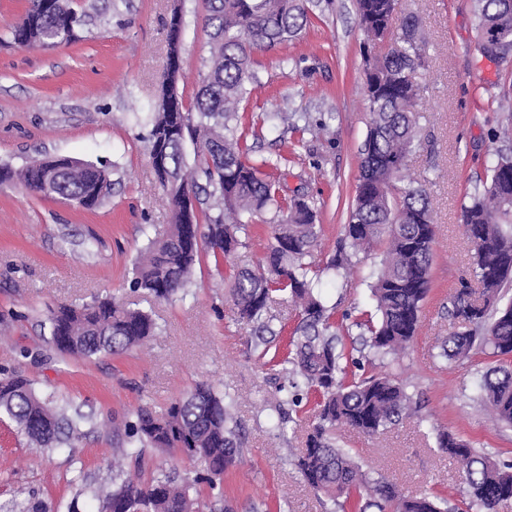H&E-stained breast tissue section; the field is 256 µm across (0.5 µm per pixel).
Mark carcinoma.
Segmentation results:
<instances>
[{"mask_svg": "<svg viewBox=\"0 0 512 512\" xmlns=\"http://www.w3.org/2000/svg\"><path fill=\"white\" fill-rule=\"evenodd\" d=\"M476 41L482 56L502 70L512 63V42L489 46L484 34L498 31L512 38V0H474ZM359 23L369 41L389 32L384 51L367 76L369 122L354 203L340 251L352 255L384 244L383 257L370 285L375 312L336 321L327 305L321 276L337 279L344 258H332L320 268L308 261L318 239L316 212L305 197L288 196L281 181L266 170L288 166V157L252 154L243 126L241 103L259 86L251 73L252 55L288 40L309 18L308 0H208L205 25L210 36V64L191 103L176 89L157 96L152 112L136 117L150 127V156L162 154L166 165L154 167L168 196L172 222L166 232L148 240L133 266V287L172 300L191 283L200 245L215 260L228 258L240 236L263 216L272 215L261 265L241 268L228 278V288L240 324L255 330L266 364L281 368L288 384L281 385L282 402L313 406L314 417L305 450L296 467L314 489L326 493L351 512H444L445 500L423 494L410 496L382 476L363 469L355 453L336 441V425L371 436L399 422L411 407V396L392 375L358 377L348 370L353 361L346 339L353 329L366 336L369 353L399 356L416 334L422 303L430 288L436 224L425 189L406 173V159L417 138L413 106L421 90L425 57L419 38V18L396 21L395 0H357ZM81 22L72 0H29L23 19L11 27L14 42L46 48L69 43ZM180 32L169 27L166 69H182L176 45ZM284 111L266 113L269 128L287 123L303 134L310 122ZM494 139L495 160L483 179L466 193L461 223L474 245L473 272L484 309L473 306L469 284L461 283L451 297L450 314L468 320L470 329L457 332L441 345L450 360L466 357L474 346L495 356H512V300L502 302L512 284V113L503 116ZM194 146V165L186 149ZM18 178L30 191L58 196L84 208L100 205L111 191L108 169L70 157H45L18 173L0 169V180ZM204 192L209 208L184 219L185 195ZM301 308V320L284 344L270 349L283 335L268 315L277 295ZM50 342L63 356L85 360L139 347L157 324L141 310L116 298H96L81 306L60 305L48 313ZM273 355H268V352ZM480 399L502 424L512 426V367L500 365L484 373ZM234 400L205 381L157 413L140 407L134 420L113 426L122 437L113 457L128 458L141 480L112 469L107 483L76 485L66 512H79V498L89 495L96 512H225L224 474L239 462ZM67 401L52 402L34 383L14 369L0 368V418L14 422L30 446L49 453L73 448L88 423ZM437 448L463 464L470 512H496L512 499V467L473 448L466 440L440 430ZM201 467L190 479L182 475L176 456ZM0 512H50L36 498L0 505Z\"/></svg>", "mask_w": 512, "mask_h": 512, "instance_id": "cac0c4a2", "label": "carcinoma"}]
</instances>
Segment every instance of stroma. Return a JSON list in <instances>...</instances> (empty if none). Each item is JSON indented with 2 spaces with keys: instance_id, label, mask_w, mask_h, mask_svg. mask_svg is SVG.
<instances>
[{
  "instance_id": "obj_1",
  "label": "stroma",
  "mask_w": 512,
  "mask_h": 512,
  "mask_svg": "<svg viewBox=\"0 0 512 512\" xmlns=\"http://www.w3.org/2000/svg\"><path fill=\"white\" fill-rule=\"evenodd\" d=\"M75 7L86 22L73 42L27 48L9 32L27 0H0V167L17 172L45 157H70L106 165L112 183L101 205L85 209L32 194L15 179L0 181V366L26 372L44 397L69 400L93 422L76 447L44 455L15 424L0 421V501L34 495L55 510L70 501L78 476L109 481L117 441L103 420L133 418L143 404L163 410L206 380L233 397L240 425L241 462L224 476L232 512H341L294 465L310 409L301 408L284 430L270 428L285 376L259 361L256 339L236 321L224 288L231 269L258 264L266 229L244 238L228 263L203 255L186 299L167 302L130 288L140 249L171 221L149 158V128L134 115L151 111L164 79L167 22L176 8L185 27L177 89L193 99L209 56L206 0H77ZM411 13L421 19L427 58L418 137L406 165L426 189L437 224L430 291L407 353L375 359L363 373L404 379L412 414L373 437L341 426L336 439L405 493H433L459 512L466 486L457 462L437 450L431 426L512 464V427L493 421L478 396L480 376L496 359L478 350L460 360L440 355L442 341L461 329L449 300L473 276L461 206L493 157L498 109L512 108V97L500 98L497 68L475 48L471 0H396L397 17ZM365 52L356 0H332L314 6L291 41L252 57L262 88L244 105L254 125L247 144L259 155L288 156V191L304 194L318 212L312 259L319 265L335 256L355 195L368 122ZM283 102L325 119L327 133L300 140L290 127L268 129L262 114ZM378 263L355 257L343 279L327 285L337 313L371 310ZM97 295L148 313L158 334L122 354L62 358L47 341L49 310Z\"/></svg>"
}]
</instances>
